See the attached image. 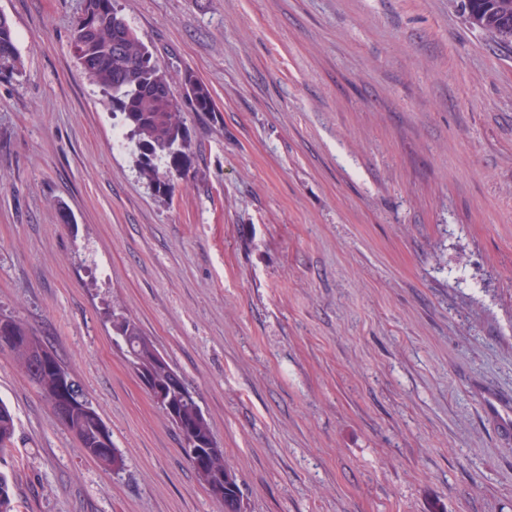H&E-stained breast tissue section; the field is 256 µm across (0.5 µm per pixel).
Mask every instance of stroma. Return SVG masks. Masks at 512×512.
Returning <instances> with one entry per match:
<instances>
[{
	"instance_id": "1",
	"label": "stroma",
	"mask_w": 512,
	"mask_h": 512,
	"mask_svg": "<svg viewBox=\"0 0 512 512\" xmlns=\"http://www.w3.org/2000/svg\"><path fill=\"white\" fill-rule=\"evenodd\" d=\"M179 79L158 197L70 42L0 0V310L76 371L104 470L0 354L19 512H222L129 365L126 310L200 396L243 512H512V45L461 0H116ZM22 74V56L12 26L6 16L0 15V77L13 78ZM180 85L184 88L185 97L191 102L195 111H213L214 102L209 88L192 72L185 71L183 73L180 79Z\"/></svg>"
}]
</instances>
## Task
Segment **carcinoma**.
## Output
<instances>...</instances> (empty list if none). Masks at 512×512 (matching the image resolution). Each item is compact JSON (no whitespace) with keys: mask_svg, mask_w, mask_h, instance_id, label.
<instances>
[{"mask_svg":"<svg viewBox=\"0 0 512 512\" xmlns=\"http://www.w3.org/2000/svg\"><path fill=\"white\" fill-rule=\"evenodd\" d=\"M469 2L472 24L504 43H512V0ZM83 18L85 24L74 29L71 39V49L78 51L82 59L83 74L112 100L113 107L122 115L123 132L132 144L130 154L135 159L139 178L158 190L173 192L175 181L182 178L179 158L191 149V142L178 102L168 95L171 78L115 9L113 0H86ZM22 74V56L12 26L6 16L0 15V77ZM180 85L195 111H214L209 88L192 72L183 73ZM0 323L13 326L16 335L30 339L34 350L47 348L42 337L15 316L1 312ZM112 327L121 337L130 363L147 367L146 357L156 349L154 343L130 317L115 308L112 309ZM9 353L19 370L37 386L46 404L52 405L56 393L54 374L38 376L27 371L29 352L26 348L15 345ZM59 369L70 380L66 393L72 401L71 411L60 418V423L85 454L101 467L109 471L123 470L125 459L112 443V434L81 379L62 365ZM198 407L196 399L178 401V419L189 426L194 438L213 442L211 425L206 416L197 412ZM15 433L14 414L0 401L1 456L13 447ZM211 475L224 483L225 506L230 512H241L237 477L224 455L212 460ZM0 512H17L9 478L3 473H0Z\"/></svg>","mask_w":512,"mask_h":512,"instance_id":"obj_1","label":"carcinoma"}]
</instances>
